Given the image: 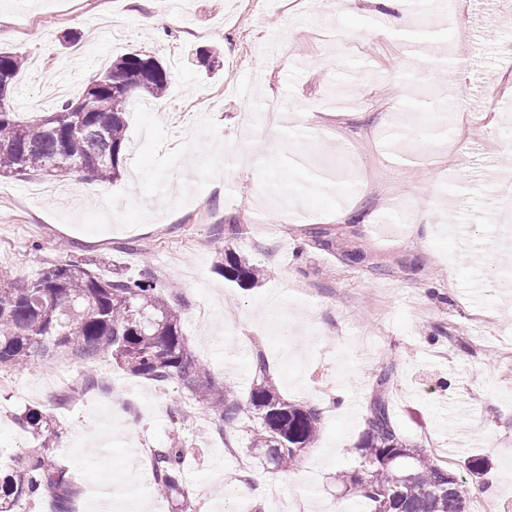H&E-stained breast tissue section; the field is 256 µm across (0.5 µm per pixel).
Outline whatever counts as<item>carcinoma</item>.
<instances>
[{
	"instance_id": "carcinoma-1",
	"label": "carcinoma",
	"mask_w": 512,
	"mask_h": 512,
	"mask_svg": "<svg viewBox=\"0 0 512 512\" xmlns=\"http://www.w3.org/2000/svg\"><path fill=\"white\" fill-rule=\"evenodd\" d=\"M21 59L0 51V176L49 174L56 162L71 163L74 171L109 182L118 179L126 149V113L138 80L139 92L161 98L170 73L150 54L133 51L93 76L82 96L65 101L57 111L27 121L17 118L11 97ZM217 266L224 279L247 288L259 281L262 269L228 245L217 247ZM176 293L158 284L150 269L136 277L115 272L100 277L83 259L69 258L44 267L37 277L21 279L0 266V373L18 370L36 352L64 350L84 359L111 358L122 370L143 378L177 383L209 411L221 431L233 426L248 410L260 420L250 432V447L267 450L277 466L294 461L320 436V410L292 403L266 377L258 358L259 381L244 398L233 386L222 390L207 380L204 364L189 350L182 333ZM390 377L377 376L376 393L366 411V429L357 447L367 478L358 482L348 472L338 474L353 485L368 512H468L463 481L439 465L416 444L407 442L396 427L385 392ZM21 424L39 433L49 427L47 415L30 410ZM183 448L174 443L156 458V489L178 484ZM71 475L67 470L31 454L12 474L0 476V512L22 499L51 495L57 512H69Z\"/></svg>"
}]
</instances>
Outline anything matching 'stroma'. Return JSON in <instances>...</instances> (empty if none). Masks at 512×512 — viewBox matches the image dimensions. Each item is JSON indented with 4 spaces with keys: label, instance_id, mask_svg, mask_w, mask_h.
Here are the masks:
<instances>
[{
    "label": "stroma",
    "instance_id": "35a3bbf8",
    "mask_svg": "<svg viewBox=\"0 0 512 512\" xmlns=\"http://www.w3.org/2000/svg\"><path fill=\"white\" fill-rule=\"evenodd\" d=\"M484 10L473 0L466 25L421 9L415 26L441 38L418 68L403 47L381 39L375 0H7L0 5V51L25 65L13 85L20 116L55 110L46 86L63 80L79 98L92 73L141 50L170 73L159 100L133 94L126 114L127 149L119 180L0 177V265L37 276L70 255L101 277L150 269L177 287L182 332L213 386L247 394L253 362L264 357L281 395L317 405L323 428L293 469L253 462L244 428L217 434L208 413L172 423L186 400L177 384L160 385L122 371L109 359L88 364L63 353L34 357L0 374V472L40 448L18 423L26 409L47 412L56 433L50 459L72 475L70 512H99L98 492L117 494L151 481L134 448H165L181 437V495L155 493L147 512H234L233 491L251 473L280 490L250 499L251 512H282L301 498L307 512H356L358 499L337 479L357 471L356 448L376 377L407 441L452 459L469 499L512 512V225L493 222L512 185V0ZM159 17L147 28L142 20ZM464 49L466 68L447 79L442 66ZM216 51L206 70L198 56ZM464 100L465 135L447 115L424 105L420 80ZM280 113L288 132L270 139L247 133L242 113ZM391 113L392 125L380 121ZM218 150L232 166L231 188L214 185L213 166H194ZM324 179L310 190L307 168ZM369 216L339 223L337 208ZM228 224L234 245L263 275L242 289L215 271V248ZM283 319L262 317L267 300ZM210 306L207 330L192 322ZM66 376L42 387L59 364ZM94 388L72 393L86 372ZM70 401H62L64 393ZM122 405L136 427L102 413ZM484 458V475L469 474V457Z\"/></svg>",
    "mask_w": 512,
    "mask_h": 512
}]
</instances>
